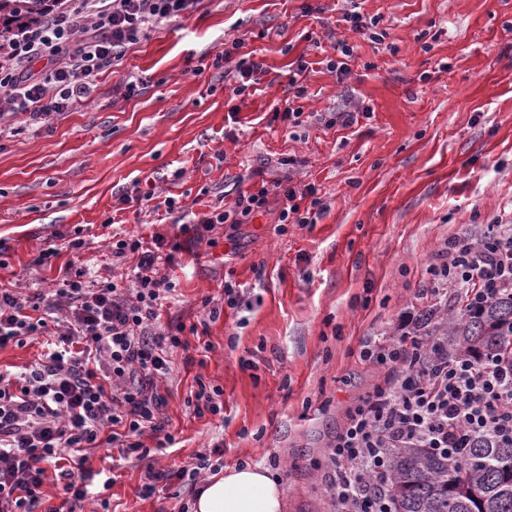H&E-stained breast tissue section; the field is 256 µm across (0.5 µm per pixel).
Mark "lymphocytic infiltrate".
I'll use <instances>...</instances> for the list:
<instances>
[{"mask_svg": "<svg viewBox=\"0 0 512 512\" xmlns=\"http://www.w3.org/2000/svg\"><path fill=\"white\" fill-rule=\"evenodd\" d=\"M198 2L61 0L40 23L10 29L0 39V117L19 113L35 125L89 100L95 76L127 45L156 23L191 14ZM305 193L311 201L303 208L282 181L255 182L229 207L214 208L182 230L198 240L219 225L251 223L267 212L270 196L280 195L283 234L289 225L313 223L321 200L315 187ZM111 249L113 257L132 260L127 287L89 281L71 261L52 294L21 297L0 289V348L46 332L54 336L18 380L0 374V512H65V505L86 500L85 449L107 445L141 460L149 453L142 435L176 442L157 381L171 373L174 350H189L190 342L184 324H158L175 284L158 275L156 263L175 264L181 246L161 235L148 246L132 235ZM425 275L428 285L419 295L431 308L450 304L462 311L489 302L502 283H512V224L450 239ZM62 309L66 323L50 329L47 314ZM359 356L384 375L348 410L328 445L333 512H394L388 449L450 454L479 434L512 439V336L493 353L452 358L441 337L424 335L414 311L401 317L394 335L361 341ZM52 462L61 467L62 506L48 503L43 491Z\"/></svg>", "mask_w": 512, "mask_h": 512, "instance_id": "obj_1", "label": "lymphocytic infiltrate"}]
</instances>
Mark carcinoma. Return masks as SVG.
<instances>
[{"label":"carcinoma","instance_id":"1","mask_svg":"<svg viewBox=\"0 0 512 512\" xmlns=\"http://www.w3.org/2000/svg\"><path fill=\"white\" fill-rule=\"evenodd\" d=\"M57 0H0V34L34 24ZM428 336H442L448 354H486L512 334V286L479 308L428 314ZM395 512H512V440L477 435L451 462L427 448H394L388 459Z\"/></svg>","mask_w":512,"mask_h":512}]
</instances>
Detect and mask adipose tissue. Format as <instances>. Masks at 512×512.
<instances>
[{
    "mask_svg": "<svg viewBox=\"0 0 512 512\" xmlns=\"http://www.w3.org/2000/svg\"><path fill=\"white\" fill-rule=\"evenodd\" d=\"M280 482L258 466L225 469L209 479L194 501V512H284Z\"/></svg>",
    "mask_w": 512,
    "mask_h": 512,
    "instance_id": "1",
    "label": "adipose tissue"
}]
</instances>
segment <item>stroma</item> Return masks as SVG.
Here are the masks:
<instances>
[{
  "label": "stroma",
  "mask_w": 512,
  "mask_h": 512,
  "mask_svg": "<svg viewBox=\"0 0 512 512\" xmlns=\"http://www.w3.org/2000/svg\"><path fill=\"white\" fill-rule=\"evenodd\" d=\"M354 5L379 18L381 40L351 30ZM237 38L263 65L243 98L212 65ZM341 41L357 48L343 75L329 67ZM300 58L307 91L287 129L274 110ZM132 80L137 92L124 97ZM95 84L92 100L42 126L0 121V288L49 292L55 272L31 261L77 230L92 276L125 285L130 261L113 257L112 236L173 237L177 220L232 204L252 171L314 185L322 209L282 235V200L271 197L264 216L215 229L161 267L176 285L163 321L196 326L210 349L190 364L175 351L159 384L174 447L147 435L141 461L88 450L86 468L111 479L94 492L110 512H179L186 488L174 480L144 494V472L208 452L224 469L278 459L285 512H329L327 446L376 380L360 340L391 335L401 312L423 308L425 269L448 238L512 224V0H200L127 46ZM345 111L354 125L329 124ZM148 181L177 209L120 208L123 191ZM228 278L242 289L235 309ZM200 378L223 389V418L196 416Z\"/></svg>",
  "instance_id": "stroma-1"
}]
</instances>
